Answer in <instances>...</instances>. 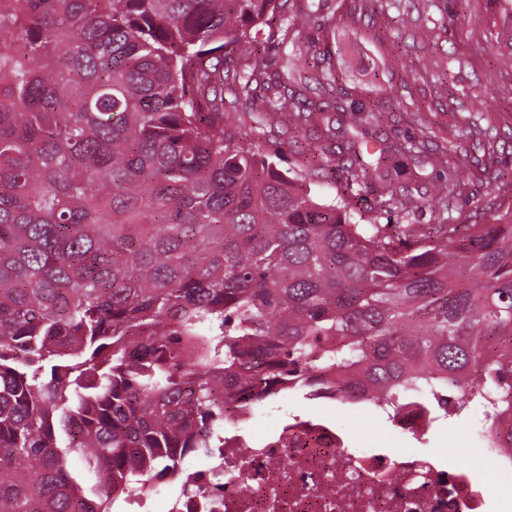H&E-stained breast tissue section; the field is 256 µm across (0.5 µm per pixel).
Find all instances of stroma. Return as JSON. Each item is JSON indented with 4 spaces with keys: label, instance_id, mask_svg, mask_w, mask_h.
Instances as JSON below:
<instances>
[{
    "label": "stroma",
    "instance_id": "1",
    "mask_svg": "<svg viewBox=\"0 0 512 512\" xmlns=\"http://www.w3.org/2000/svg\"><path fill=\"white\" fill-rule=\"evenodd\" d=\"M466 10L473 23L461 30L452 15ZM501 21L494 0H362L361 9L345 12L334 29L314 23L304 33L332 56L337 85L350 101L384 112L381 126H366L369 142L418 138L430 129L435 144L443 146L458 135L454 113H480L479 139L464 142L471 178L455 203L466 216L477 205L512 200V184L475 178L492 161L512 172V56L496 43ZM288 126L267 119L259 139L263 151L278 154L284 169L311 166L314 133L292 134ZM344 411L352 449L371 448L392 429L365 404L350 403ZM487 426L482 407L473 405L429 430L425 439L429 447L447 449L450 463L467 464L487 478L490 465L479 455V436Z\"/></svg>",
    "mask_w": 512,
    "mask_h": 512
}]
</instances>
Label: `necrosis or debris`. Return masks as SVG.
Instances as JSON below:
<instances>
[{
    "label": "necrosis or debris",
    "instance_id": "obj_1",
    "mask_svg": "<svg viewBox=\"0 0 512 512\" xmlns=\"http://www.w3.org/2000/svg\"><path fill=\"white\" fill-rule=\"evenodd\" d=\"M327 417L272 421L261 407L243 413L248 432L228 430L224 445L190 460L195 484L162 492L164 512H489L487 483L442 452H393L387 442L353 452L335 397Z\"/></svg>",
    "mask_w": 512,
    "mask_h": 512
}]
</instances>
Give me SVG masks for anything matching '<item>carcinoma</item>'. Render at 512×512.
I'll use <instances>...</instances> for the list:
<instances>
[{
	"label": "carcinoma",
	"mask_w": 512,
	"mask_h": 512,
	"mask_svg": "<svg viewBox=\"0 0 512 512\" xmlns=\"http://www.w3.org/2000/svg\"><path fill=\"white\" fill-rule=\"evenodd\" d=\"M509 25L497 33L512 52ZM0 0V512H122L224 446L238 409L336 375L339 397L397 420L477 403L512 419V203L452 218L451 146L381 139L329 112L336 90L301 32L342 2ZM284 48L268 70L258 45ZM329 87L324 110L308 102ZM290 106L343 191L281 170L224 112ZM397 156L444 175L434 224H380L416 201ZM382 192L354 221L347 198Z\"/></svg>",
	"instance_id": "carcinoma-1"
}]
</instances>
